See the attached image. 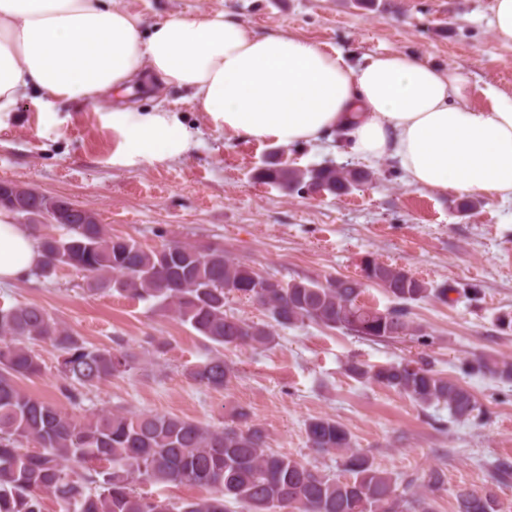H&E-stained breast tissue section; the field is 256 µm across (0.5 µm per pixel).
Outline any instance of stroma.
Instances as JSON below:
<instances>
[{"label":"stroma","instance_id":"35a3bbf8","mask_svg":"<svg viewBox=\"0 0 512 512\" xmlns=\"http://www.w3.org/2000/svg\"><path fill=\"white\" fill-rule=\"evenodd\" d=\"M150 26L178 14L221 10L260 31L280 30L357 57L401 51L442 68L469 72L479 86L512 90V44L490 27V0H119ZM194 133L177 161L112 159V126L95 101L57 104L42 112L22 99L0 120V180L66 198L96 214L112 235L144 248L171 238L226 252L264 276L283 282L359 277L366 257L403 269L430 287L448 286L447 302L413 304L411 318L427 342L406 336L373 342L313 323L275 327L268 349L230 347L224 360L235 376L221 391L188 376L210 344L147 302L106 290L87 292L81 274L64 267L49 280L25 278L0 286V307L20 301L43 306L87 345L125 348L140 359L132 374L101 383L77 405L60 393L58 353L35 344L43 372L20 387L80 418L101 409L159 412L220 426L231 407L246 408L272 450L343 474L336 453L306 443L309 418L329 416L353 445L392 474L398 487L418 486L438 470L444 488L436 512H456L457 489H492L501 512H512V383L473 374L478 356L512 359V202L480 201L461 213L454 197L409 187L385 160L345 157L334 145L273 146L226 138L205 124L184 92L165 93ZM277 155L289 167L323 165L367 172L343 197L304 188L288 193L256 179ZM164 348H156V341ZM426 362L477 398L483 415L457 420L447 408L422 407L395 391L362 383L349 361Z\"/></svg>","mask_w":512,"mask_h":512}]
</instances>
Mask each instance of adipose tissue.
I'll list each match as a JSON object with an SVG mask.
<instances>
[{"instance_id": "ef3b65f1", "label": "adipose tissue", "mask_w": 512, "mask_h": 512, "mask_svg": "<svg viewBox=\"0 0 512 512\" xmlns=\"http://www.w3.org/2000/svg\"><path fill=\"white\" fill-rule=\"evenodd\" d=\"M188 94L225 136L284 146L342 138L344 155L394 162L408 186L512 201V91L400 51L353 60L221 12L143 27L117 0H0V114L27 92L54 102L107 101L113 160L176 161L192 133L167 102L133 107V91ZM36 241L0 209V285L23 279Z\"/></svg>"}]
</instances>
